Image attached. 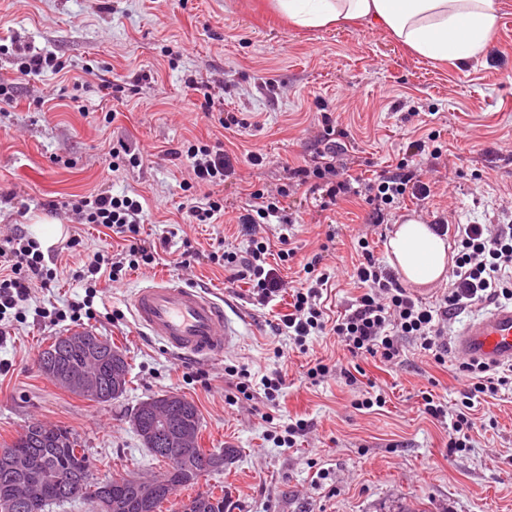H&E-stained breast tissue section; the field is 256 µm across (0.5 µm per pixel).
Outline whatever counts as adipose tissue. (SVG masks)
Listing matches in <instances>:
<instances>
[{
  "mask_svg": "<svg viewBox=\"0 0 512 512\" xmlns=\"http://www.w3.org/2000/svg\"><path fill=\"white\" fill-rule=\"evenodd\" d=\"M294 25L322 28L366 21L416 54L454 64L486 54L499 27L502 0H275ZM390 266L406 283L427 286L441 279L448 242L430 225L408 220L388 243Z\"/></svg>",
  "mask_w": 512,
  "mask_h": 512,
  "instance_id": "obj_1",
  "label": "adipose tissue"
}]
</instances>
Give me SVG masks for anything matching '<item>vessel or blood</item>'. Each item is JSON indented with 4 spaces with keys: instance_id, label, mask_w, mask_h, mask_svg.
<instances>
[{
    "instance_id": "vessel-or-blood-1",
    "label": "vessel or blood",
    "mask_w": 512,
    "mask_h": 512,
    "mask_svg": "<svg viewBox=\"0 0 512 512\" xmlns=\"http://www.w3.org/2000/svg\"><path fill=\"white\" fill-rule=\"evenodd\" d=\"M128 306L135 326L172 355L223 356L240 335L245 317L228 313L209 289L168 277L135 288ZM453 351L489 366L512 365V303L499 304L469 322L453 339Z\"/></svg>"
}]
</instances>
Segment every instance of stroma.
Instances as JSON below:
<instances>
[{
    "mask_svg": "<svg viewBox=\"0 0 512 512\" xmlns=\"http://www.w3.org/2000/svg\"><path fill=\"white\" fill-rule=\"evenodd\" d=\"M505 2L489 52L451 67L365 22L294 27L270 0H0V82L13 88L12 103L0 107V239L18 224L37 236L47 222L60 225L62 238L80 241L71 250L45 249L58 283L32 288L25 321L0 325V448L40 422L80 439L98 481L157 477L168 465L144 447L130 415L147 398L178 394L199 410V446L235 454L172 494L160 512H179L201 492L225 498L227 512H512V390L479 407L473 447L451 451L447 423L424 413L422 396L459 400L469 379L456 355L437 364L406 338L395 363L357 364L330 334L299 350L272 331L291 311L290 291L260 305L248 285L227 283L223 268L205 259L221 245L246 249L237 218L250 192L284 186L289 169L305 165L324 106L349 132L352 174L372 179L394 169L411 139L435 135L442 150L438 160L420 164L429 197H404L387 225L368 224L358 196L325 211L302 189L284 198L298 222L296 255L281 274L291 290L303 278L302 262L323 253L330 316L362 292L351 277L361 260L358 238L382 259L395 220L407 212L453 226L485 224L512 210V0ZM21 48L56 55L66 72L21 74ZM191 78L204 90L189 88ZM228 111L242 113L245 126L224 129L219 119ZM196 139L226 151L235 168L218 188L224 214L212 224L184 223L181 185L191 169L167 156ZM124 145L142 153L143 164L112 172V151ZM252 151L264 154L263 165L246 163ZM101 191L141 195V239L169 240L155 268L117 282L101 279L95 318L77 323L112 341L131 365L126 393L109 403L64 390L36 366L53 336L77 325L45 323L36 309L81 294L75 273L86 256L123 247L110 230L45 205ZM186 250L196 260L187 269L174 266ZM161 275L241 305L248 322L223 357L178 359L137 331L131 317L113 323L125 295ZM319 362L333 373L314 383L306 372ZM230 366L257 378L281 373L286 388L278 403L260 394L230 402ZM345 368L361 369L355 385L341 377ZM199 370L206 381L193 380ZM373 384L385 391L386 404L357 409ZM299 419L305 435L294 447L278 446L274 434Z\"/></svg>",
    "mask_w": 512,
    "mask_h": 512,
    "instance_id": "obj_1",
    "label": "stroma"
}]
</instances>
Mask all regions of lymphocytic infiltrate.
<instances>
[{
	"mask_svg": "<svg viewBox=\"0 0 512 512\" xmlns=\"http://www.w3.org/2000/svg\"><path fill=\"white\" fill-rule=\"evenodd\" d=\"M321 124L323 133L313 145L310 164L289 171L294 187H304L316 194L321 209H331L349 196H360L369 207L368 223L386 224L391 220L396 200L407 195L418 199L429 196L428 183L412 169L411 162L426 153L439 158V149H427L421 139L409 141L394 169L363 183L350 174L347 164L341 160L346 130L329 112L322 113ZM170 155L189 163L195 184L211 188L204 200L190 196L182 203L185 223H214L224 213V199L216 194L215 188L234 172L229 156L199 140L181 144ZM288 195V190L283 188L274 193L254 190L248 208L238 218L247 236L246 250L227 247L207 256L210 263L224 269L228 282L251 285L254 295L263 303L274 300L286 282L275 268L268 266L269 244L259 231L267 224L284 227L285 232L279 237L278 257L283 262L293 257L288 231L295 220L283 204ZM47 208L52 213L71 211L80 215L83 223L105 227L122 238L124 246L117 254H94L78 272V279L85 286L83 299L69 302L64 314L40 310L41 318L60 321L68 314L75 318L92 315L96 286L101 278L119 281L127 271L153 266L159 257L156 245L142 243L140 239L143 206L134 197L104 191L61 203L53 201ZM433 227L439 234L453 235L456 251L450 286L436 305H426L407 291L398 274L375 257L362 237L358 240L362 260L355 266L353 276L363 285V293L334 323H327L321 299L329 277L320 268L322 254H314L303 266L304 286L291 294L293 311L276 324V333L287 335L296 347L302 348L309 337L329 330L352 358L370 357L384 363L396 360L401 340L411 338L435 362L445 364L448 345L443 334L449 319L481 302L512 301V224H460L451 229L438 217ZM56 278V269L47 265L33 237L20 229L6 237L0 242V320L27 300L31 288L50 287ZM458 368L472 378L459 404L445 406L429 393L423 398V406L433 419L449 421L448 445L463 451L473 445L476 408L485 398L497 396L502 388L512 386V366L490 368L463 359Z\"/></svg>",
	"mask_w": 512,
	"mask_h": 512,
	"instance_id": "f902f5d3",
	"label": "lymphocytic infiltrate"
}]
</instances>
